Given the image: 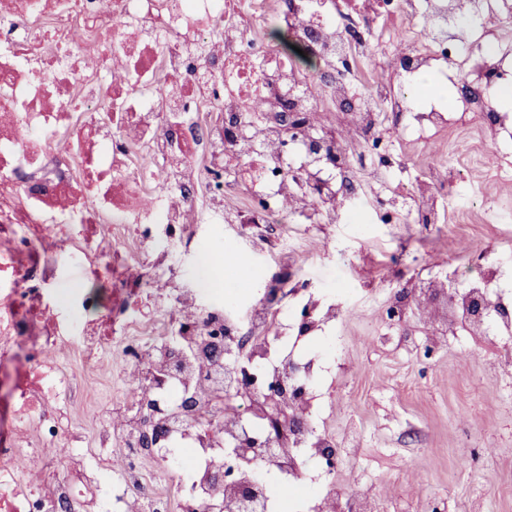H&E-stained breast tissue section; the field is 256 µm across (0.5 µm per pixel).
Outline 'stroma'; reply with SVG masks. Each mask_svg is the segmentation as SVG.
Wrapping results in <instances>:
<instances>
[{
  "instance_id": "35a3bbf8",
  "label": "stroma",
  "mask_w": 512,
  "mask_h": 512,
  "mask_svg": "<svg viewBox=\"0 0 512 512\" xmlns=\"http://www.w3.org/2000/svg\"><path fill=\"white\" fill-rule=\"evenodd\" d=\"M403 27L391 29L361 68L390 82V57L421 47ZM392 171L411 180L431 166L452 164L455 186L442 224H349L343 217L298 225L299 272L310 287L347 301L342 324L321 343L326 352L317 379L319 413L335 430L347 467L340 478L343 512H355L357 496L375 499L381 512H512V369L496 364L512 339L451 336L429 360L422 359L426 327L417 315L386 323V302L398 283L433 275L451 260L490 254L512 290V176L499 172V155L487 154L483 129L439 138H408L386 127ZM223 257L221 292L247 303L282 272L271 252L253 251L238 225L203 211L191 248H171L181 284L216 240ZM395 255L393 265L383 254ZM83 403L71 410L72 432L92 436L93 410H105L120 394L112 354L94 370L78 369ZM483 449L474 471L461 474V453Z\"/></svg>"
}]
</instances>
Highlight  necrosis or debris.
I'll return each mask as SVG.
<instances>
[{
    "instance_id": "obj_1",
    "label": "necrosis or debris",
    "mask_w": 512,
    "mask_h": 512,
    "mask_svg": "<svg viewBox=\"0 0 512 512\" xmlns=\"http://www.w3.org/2000/svg\"><path fill=\"white\" fill-rule=\"evenodd\" d=\"M347 20L345 0H0V365L25 359L12 384V408L0 426V512H269L264 474L296 492L304 462L327 460L336 437L327 425L281 435L264 409L274 379H315L321 365L311 341L333 331L345 305L309 292L289 301L276 288L247 307L203 302L199 289L164 290L145 269L169 245L190 246L197 206L208 197L219 214L234 211L255 244L264 227H282L281 260L294 259L298 224H315L344 207L348 220L385 221L386 197L421 200L418 221H440L448 180L427 175L366 192L356 172L358 142L407 111L405 98L367 77L351 82L338 62L361 58L370 38L394 25L423 34V49L391 57L395 77L440 76L463 65L485 93L453 108L425 111L418 134L439 136L460 115H484L492 147L512 140V115L490 91L512 86V54L473 55L457 30L485 0H370ZM279 26L309 42L315 70L303 69L268 36ZM350 101L354 140L320 135L317 100ZM112 109L101 113L100 100ZM210 108L198 109L200 100ZM258 166L259 181L226 177L225 155ZM78 286L58 294L62 270ZM485 262L477 277L452 287L447 273L414 285L418 311L433 317L430 346L458 332L512 337V291ZM149 292L159 314L144 318L129 297ZM491 312L473 317L474 297ZM111 348L126 384L120 405L132 414L101 415L100 443L117 448L120 468L108 492L73 450L65 408L77 399L67 360ZM247 390V407L237 393ZM163 426L177 449L174 489L151 477L146 423ZM256 438L260 447L239 453ZM64 447L63 477L49 476L40 448Z\"/></svg>"
}]
</instances>
